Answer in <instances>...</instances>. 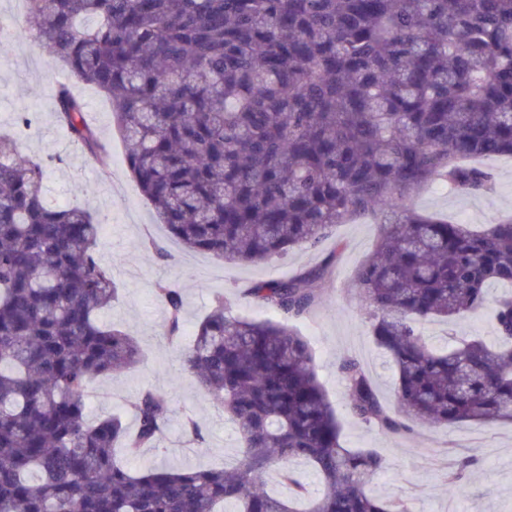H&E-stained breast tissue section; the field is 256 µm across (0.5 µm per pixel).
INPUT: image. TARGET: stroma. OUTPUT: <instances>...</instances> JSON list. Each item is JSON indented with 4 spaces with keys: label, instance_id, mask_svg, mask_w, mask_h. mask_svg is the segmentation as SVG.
Here are the masks:
<instances>
[{
    "label": "stroma",
    "instance_id": "35a3bbf8",
    "mask_svg": "<svg viewBox=\"0 0 512 512\" xmlns=\"http://www.w3.org/2000/svg\"><path fill=\"white\" fill-rule=\"evenodd\" d=\"M63 79L58 60L35 40L11 39L0 51V133L14 131L17 113H36L37 122L20 138L19 147L23 154L47 161L45 195L55 203L90 209L102 221L100 252L118 288L103 319L134 335L143 357L121 375L91 382L88 417L95 420L118 412L128 430H135L133 404L138 393L148 388L166 392L171 409L169 426L158 446L142 449L132 459V467L163 464L178 470L218 469L233 465L239 456L236 426L193 378L181 373L179 352L165 337L166 308L154 288L158 281L175 280L185 297L184 338L193 336L221 296L235 314L253 320H287L308 341L319 379L341 423L344 446L371 449L385 461L371 485L374 495L404 500L412 512H512V423L420 426L411 436L394 437L359 422L348 411L339 371L347 358L363 365L386 404L395 402V370L374 343L370 324L350 289L355 270L373 249L375 224L364 219L338 225L319 249L295 251L259 266L185 250L165 225L156 223L151 204L131 177L108 101L80 83L73 89L84 99L87 118L106 143L109 156L99 161L71 140L55 115L54 91ZM486 165L496 176L493 191L466 194L439 182L415 199V207L478 228L495 223L500 214L512 210V158H493ZM149 234L164 242L168 260L141 247V240ZM328 260L333 263V275L322 285L323 301L303 316L284 318L244 294L257 280L309 272ZM450 329L488 341L494 338L493 323L486 315L460 319ZM450 329L433 321L421 331L441 346ZM189 419L199 425L202 444L189 443L183 429ZM462 453L471 455L473 463L452 492L446 476Z\"/></svg>",
    "mask_w": 512,
    "mask_h": 512
}]
</instances>
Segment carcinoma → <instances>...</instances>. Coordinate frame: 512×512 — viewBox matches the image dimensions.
<instances>
[{"label":"carcinoma","instance_id":"cac0c4a2","mask_svg":"<svg viewBox=\"0 0 512 512\" xmlns=\"http://www.w3.org/2000/svg\"><path fill=\"white\" fill-rule=\"evenodd\" d=\"M0 45L32 33L68 70L55 111L73 141L106 157L71 80L111 103L128 169L185 249L263 264L322 245L336 226L376 220L352 288L397 375L399 413L363 366L339 370L350 414L391 435L415 426L512 421V293L493 306L495 342L437 347L420 331L481 314L493 284L512 288V211L483 231L414 210L443 181L494 189L470 160L512 156V0H27ZM43 162L0 135V512H412L369 491L374 452L343 446L308 342L218 297L181 346L182 288L160 282L166 337L182 367L236 425L241 453L222 470H132L114 453L153 448L166 395L143 390L136 429L91 421L86 390L136 365L129 333L100 320L117 288L100 223L42 192ZM331 263L254 282L248 295L299 317ZM275 461L323 485L303 501L263 488Z\"/></svg>","mask_w":512,"mask_h":512}]
</instances>
